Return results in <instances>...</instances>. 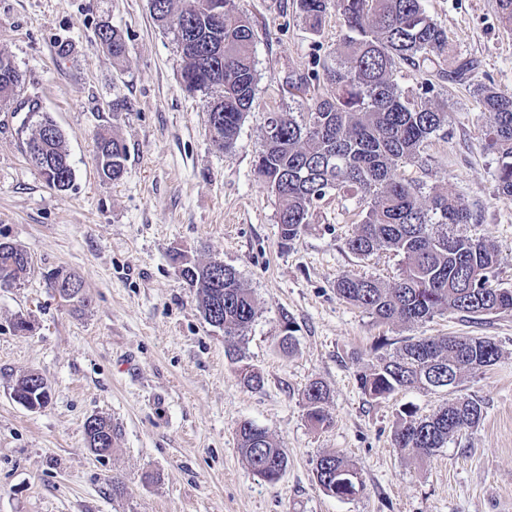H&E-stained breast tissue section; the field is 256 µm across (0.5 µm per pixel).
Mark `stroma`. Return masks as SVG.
<instances>
[{"label": "stroma", "mask_w": 512, "mask_h": 512, "mask_svg": "<svg viewBox=\"0 0 512 512\" xmlns=\"http://www.w3.org/2000/svg\"><path fill=\"white\" fill-rule=\"evenodd\" d=\"M235 5L255 33L256 96L235 145L220 150L203 97L182 86L174 35L154 21L148 0H0V51L23 75L17 101L36 102L59 126L75 171L68 191L49 188L25 148L35 116L0 106V239L33 259L20 285L0 288V512H512V312L479 324L438 315L407 328L339 300V276L389 284L401 267L390 251L365 260L348 251L363 206L347 195H327L300 236L282 244L277 200L255 160L270 113L305 111L308 95L291 81L333 64L343 21L329 11L313 32L295 0ZM425 7L448 32L442 68L476 60L475 81L512 94V30L497 0H426ZM102 26L124 36V59L113 60L96 41ZM434 97L448 102V131L428 139L397 174L465 198L474 221L458 232L496 245L494 283L512 289V197L497 194V160L482 148L489 115L467 86L438 82ZM102 130L127 149L117 182L97 170L94 139ZM177 251L223 261L255 297L257 316L235 344L239 360L177 273ZM54 269L83 277L87 309L75 310L49 286L45 275ZM21 319L28 331L17 330ZM288 321L295 344L286 352ZM382 335L489 336L501 356L463 374L452 390L373 400L358 377L375 363ZM243 363L263 376L262 388L241 384ZM30 372L51 391L37 412L12 397ZM313 380L329 390L326 429L306 418L302 392ZM452 395L482 400L477 425L421 461L394 448L404 405L426 416ZM97 415L119 430L104 457L88 448L84 431ZM244 420L286 452L276 484L243 460L236 431ZM327 453L358 468L359 494L337 498L316 486L313 468Z\"/></svg>", "instance_id": "35a3bbf8"}]
</instances>
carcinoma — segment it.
<instances>
[{
	"label": "carcinoma",
	"instance_id": "obj_1",
	"mask_svg": "<svg viewBox=\"0 0 512 512\" xmlns=\"http://www.w3.org/2000/svg\"><path fill=\"white\" fill-rule=\"evenodd\" d=\"M150 13L170 29L180 48L182 81L194 82L207 96L205 112L213 144L229 149L235 144L245 115L251 111L256 90L254 32L249 19H231L234 0H223L224 19L209 13L212 0H152ZM299 15L312 30H319L328 9L342 17L345 33L336 51V64L325 69L326 92L312 100L297 117L277 112L268 117L276 134L264 138L255 170L278 202L277 224L283 244L297 238L310 223L317 205L332 191L354 196L365 204L356 232L347 239L348 250L366 259L378 250L402 257L401 272L385 285L372 277L345 274L336 280L337 296L364 309L382 323L411 325L435 315L460 313L477 323L482 317L512 311V289L494 285L500 258L487 240L454 232L469 224L473 212L448 188L435 186L424 193L418 184L397 178L401 164L419 158L431 135L448 127V101L430 97L433 83L425 78L418 91L404 93L396 80L406 65L415 70L438 64L448 53V32L426 12L424 0H297ZM99 43L112 57H125L127 45L118 31L101 27ZM475 68L463 59L436 75L466 81ZM21 83L12 58L0 52V102L8 103ZM476 94L491 122L483 148L496 155V190L512 196V96L493 84H480ZM31 163L46 184L70 189L75 172L64 136L50 118L42 117L26 142ZM96 161L102 177L117 182L126 172L127 149L115 136L97 134ZM21 246L0 241V288H13L28 273ZM173 260L182 266L181 277L198 288L202 315L216 314L224 322V337L240 339L256 315V301L236 270L224 268V287H214V272L207 265ZM54 289L82 291L72 305L87 308L85 282L74 272L47 274ZM500 348L489 336H429L408 338L394 352L359 376L360 388L371 399L385 398L399 389L450 387L466 372L475 373L499 359ZM308 420L328 427V389L319 380L302 392ZM482 400L454 397L434 414L416 417L403 409L392 444L408 457L422 460L445 447L457 433L477 424ZM85 427L88 448H111L118 432L106 416ZM239 448L251 471L269 484L277 483L288 465L287 455L264 429L250 421L237 427ZM317 486L337 497L363 489L359 472L337 454L320 457L313 469Z\"/></svg>",
	"mask_w": 512,
	"mask_h": 512
}]
</instances>
